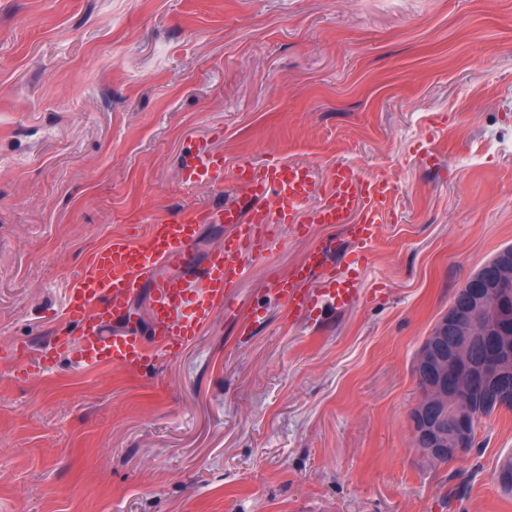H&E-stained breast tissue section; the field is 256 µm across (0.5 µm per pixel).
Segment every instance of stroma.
Masks as SVG:
<instances>
[{
	"instance_id": "stroma-1",
	"label": "stroma",
	"mask_w": 512,
	"mask_h": 512,
	"mask_svg": "<svg viewBox=\"0 0 512 512\" xmlns=\"http://www.w3.org/2000/svg\"><path fill=\"white\" fill-rule=\"evenodd\" d=\"M224 167L343 163L389 183L360 248L283 225L231 303L139 373L19 378L113 235L238 191ZM439 149L446 167L418 163ZM361 299L289 316L271 289L324 239ZM512 245V0H0V512H512V412L445 464L414 447V363L455 292ZM467 485L465 499L449 494ZM180 168L186 186H221L224 183V152L216 149L208 139L199 140L181 155Z\"/></svg>"
}]
</instances>
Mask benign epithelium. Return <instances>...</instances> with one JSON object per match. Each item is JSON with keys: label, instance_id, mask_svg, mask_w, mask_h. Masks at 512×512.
<instances>
[{"label": "benign epithelium", "instance_id": "1", "mask_svg": "<svg viewBox=\"0 0 512 512\" xmlns=\"http://www.w3.org/2000/svg\"><path fill=\"white\" fill-rule=\"evenodd\" d=\"M414 368L423 388L411 412L414 446L446 463L473 447L482 407L512 406V246L467 279Z\"/></svg>", "mask_w": 512, "mask_h": 512}]
</instances>
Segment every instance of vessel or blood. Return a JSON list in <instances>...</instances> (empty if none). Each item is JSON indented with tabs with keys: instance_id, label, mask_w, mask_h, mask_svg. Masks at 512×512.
Segmentation results:
<instances>
[{
	"instance_id": "b4317fda",
	"label": "vessel or blood",
	"mask_w": 512,
	"mask_h": 512,
	"mask_svg": "<svg viewBox=\"0 0 512 512\" xmlns=\"http://www.w3.org/2000/svg\"><path fill=\"white\" fill-rule=\"evenodd\" d=\"M184 185H223L232 177L239 201L232 205L189 206L146 231L112 237L87 258L77 280L67 289L62 322L51 344L12 352L15 371L27 378L52 370L59 358H73L84 369L104 365L135 373L149 360L183 349L210 322L216 309L230 320L238 314L230 304L243 273V254L262 255L281 224H338L356 244L367 245L390 211L392 190L382 181L364 178L346 165L330 173L329 185L316 207L309 165L272 160L243 161L224 172V153L210 140L197 141L180 157ZM203 224H222L228 232L223 248L207 257L197 252ZM334 240L320 242L287 278L272 281L274 293L291 314L310 315L323 301L339 310L355 306L360 291L355 280L324 268ZM176 264L177 272L160 269ZM152 279L147 332L134 325L131 301L145 279ZM80 334L71 337L70 326Z\"/></svg>"
}]
</instances>
